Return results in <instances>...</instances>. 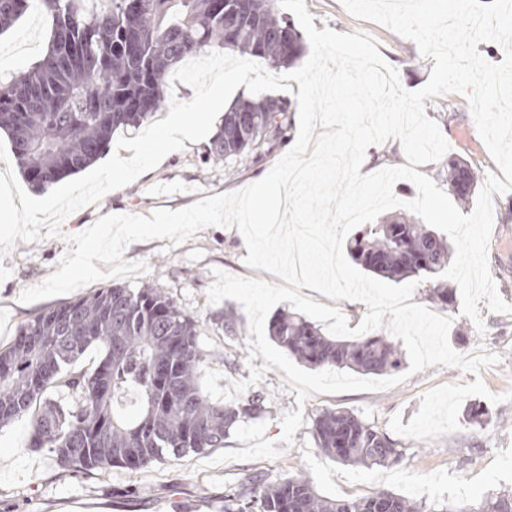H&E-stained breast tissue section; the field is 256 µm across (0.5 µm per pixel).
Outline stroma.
<instances>
[{
    "label": "stroma",
    "mask_w": 512,
    "mask_h": 512,
    "mask_svg": "<svg viewBox=\"0 0 512 512\" xmlns=\"http://www.w3.org/2000/svg\"><path fill=\"white\" fill-rule=\"evenodd\" d=\"M305 4L316 29L363 32L376 39L379 52L397 69L404 89L415 91L428 81L434 61L421 54L412 40L353 16L342 0H305ZM50 33V18L38 10L0 33L5 72L28 69L45 50ZM424 104L427 117L438 124L451 153L465 157L484 173H498L465 95L448 93L425 99ZM296 137V130H289L285 143L272 153L229 166L209 156L208 140L186 143L135 182L66 218L61 236L16 240L0 256V344H8L23 323L44 310L87 294L83 286L64 296L30 303L21 300L26 289L59 270L70 248L69 235L109 214L148 217L160 209L177 210L240 190L269 173ZM247 254L244 238L234 227H208L179 243L167 238L138 241L126 248L123 258L145 263L147 272L103 278L96 285L138 288L149 283L173 297L197 320L207 353L204 366L221 373L219 387L245 381L252 367H263L257 387L265 396V410L258 420L266 425V438L276 441L282 435L284 414L302 410L305 424L292 443L273 458L217 464L208 451L179 458L169 455L137 471L114 468L68 473L55 465L46 449L30 447L32 421L24 418L0 429V512H224L225 487L237 485L250 474L261 475L271 484L303 473L321 495L336 499L362 498L386 489L415 498L428 512L473 504L490 493L512 492V315L493 312L482 301L478 304L482 321L477 324L462 315L460 304L445 307L431 302L426 284H418L414 302L451 318L448 340L452 348L464 356L485 351L496 356V363L475 373L435 365L384 390L314 394L300 405L283 371L264 368L263 357H250L249 321L241 304L232 299L216 304L207 300L219 270L276 283V276L245 266ZM488 267L498 296L512 304V283L506 281L512 276V193L493 198ZM228 315L237 322L231 332L224 329ZM474 405L484 412L478 423L467 415ZM336 408L354 412L388 435L401 453L400 462L366 468L325 456L308 423Z\"/></svg>",
    "instance_id": "obj_1"
}]
</instances>
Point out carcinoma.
Masks as SVG:
<instances>
[{
	"label": "carcinoma",
	"instance_id": "obj_1",
	"mask_svg": "<svg viewBox=\"0 0 512 512\" xmlns=\"http://www.w3.org/2000/svg\"><path fill=\"white\" fill-rule=\"evenodd\" d=\"M39 9L52 19L43 57L0 75V129L37 189L77 173L105 151L112 133L134 126L165 100L169 73L189 54L238 50L273 68L302 59L305 46L274 0H0V30ZM290 105L279 97L240 99L224 113L209 152L218 160L258 157L286 140ZM448 192L463 207L481 184L479 170L448 156ZM364 270L401 282L425 281L434 300L453 302L443 272L451 245L412 215L367 224L347 239ZM272 340L311 367L380 375L402 365L400 345L377 331L357 340L325 334L304 316L281 312ZM101 350L96 365L81 359ZM207 354L197 320L146 284L97 288L43 311L0 349V426L32 414L30 447L45 448L63 470H138L168 455L224 447L238 423L264 410L260 391L237 402L206 395L199 377ZM66 394L71 402L64 403ZM311 433L325 455L345 464L392 466L401 454L358 415L327 410ZM421 512L386 490L337 500L320 496L303 474L275 484L250 476L224 489V512ZM448 512H512L509 494L484 496Z\"/></svg>",
	"mask_w": 512,
	"mask_h": 512
}]
</instances>
